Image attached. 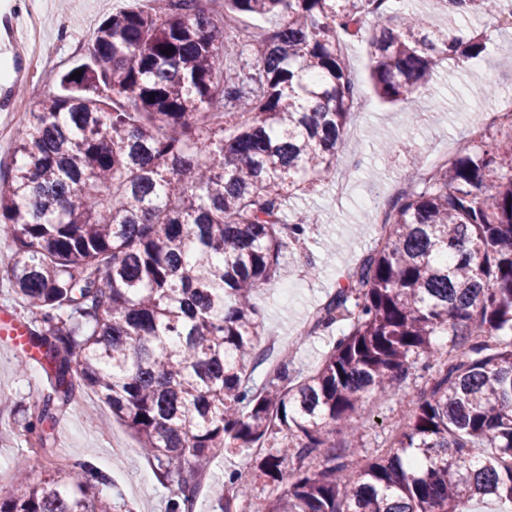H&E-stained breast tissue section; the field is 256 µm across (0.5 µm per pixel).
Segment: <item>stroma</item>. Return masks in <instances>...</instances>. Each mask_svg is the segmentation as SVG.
<instances>
[{
  "mask_svg": "<svg viewBox=\"0 0 512 512\" xmlns=\"http://www.w3.org/2000/svg\"><path fill=\"white\" fill-rule=\"evenodd\" d=\"M136 4L137 0H36L31 6L27 0H0V23L8 20L26 27L30 6L42 17V59L24 63L27 78L20 86L0 85V127L14 126L13 105H23L29 111L46 95L60 92L61 74L90 63L92 37L102 20ZM456 27L485 37V51L463 71L443 62L412 105L382 101L372 87L364 43H352L347 49L360 97L368 106L355 110L350 118L334 182L288 203L289 214L311 211L318 217L309 233L307 251H284L274 280L255 294L265 333L279 336L283 350L288 351L294 369L301 374L318 368L332 338L303 336L299 327L335 290L343 272L370 250L380 232L379 225L368 221L366 202L370 194L390 200L404 188L408 169H427L434 150L451 141L463 144L473 127L484 125V115L492 104L481 94L485 85H494L500 93L512 90V28L500 27L494 19L479 14L458 19ZM409 137L418 144L409 156H395L379 147L380 142L395 145ZM340 182L348 185L341 199L336 196ZM311 262L320 268L319 277L309 275L307 265ZM44 383L38 363L0 345V391L8 396L7 403L0 405V468L11 466L17 454H24L35 481L45 474L46 452L27 432L21 410L31 406L32 394ZM402 409V403L389 399L357 420L359 448L353 465L377 457L379 442ZM116 441L125 445L124 453L113 454ZM55 450L73 462L71 477L76 481L85 479L80 468L84 461L106 475L112 512H165L174 482L156 474L136 438L113 420L107 406H100L93 416L84 407L73 406L57 426ZM247 456V451L234 450L207 461L206 482L199 490L195 512H214V491L225 472L239 468Z\"/></svg>",
  "mask_w": 512,
  "mask_h": 512,
  "instance_id": "obj_1",
  "label": "stroma"
}]
</instances>
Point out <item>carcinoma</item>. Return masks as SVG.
<instances>
[{
  "instance_id": "carcinoma-1",
  "label": "carcinoma",
  "mask_w": 512,
  "mask_h": 512,
  "mask_svg": "<svg viewBox=\"0 0 512 512\" xmlns=\"http://www.w3.org/2000/svg\"><path fill=\"white\" fill-rule=\"evenodd\" d=\"M145 0L94 33V65L60 77L16 131L0 189L7 276L34 323L46 378L26 429L41 447L94 395L177 480L166 512H194L214 450L257 445L246 468L288 490L256 512H473L512 503V135L409 179L369 250L315 313L349 320L319 369L252 377L256 291L317 223L288 199L332 181L358 87L416 101L444 59L485 50L386 0ZM501 12V0H436ZM272 18L260 33L239 24ZM172 49L166 54L164 50ZM483 336L473 334V327ZM448 337V347L434 337ZM426 379L394 451L349 470L327 427L369 415L365 395ZM476 448L488 449L478 455ZM51 466L0 512H111Z\"/></svg>"
}]
</instances>
